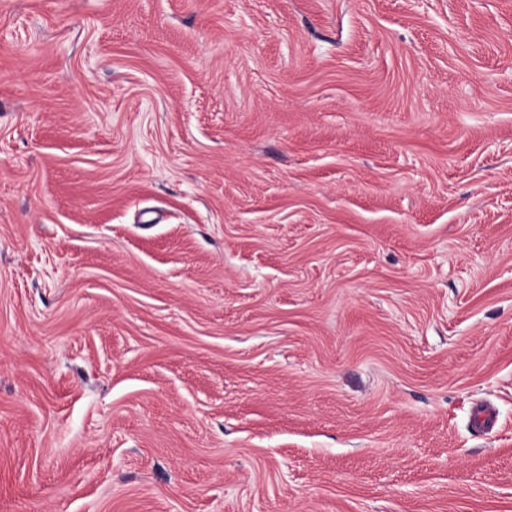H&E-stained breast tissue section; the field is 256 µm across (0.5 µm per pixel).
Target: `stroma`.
I'll return each mask as SVG.
<instances>
[{"instance_id": "stroma-1", "label": "stroma", "mask_w": 512, "mask_h": 512, "mask_svg": "<svg viewBox=\"0 0 512 512\" xmlns=\"http://www.w3.org/2000/svg\"><path fill=\"white\" fill-rule=\"evenodd\" d=\"M0 512H512V0H0Z\"/></svg>"}]
</instances>
